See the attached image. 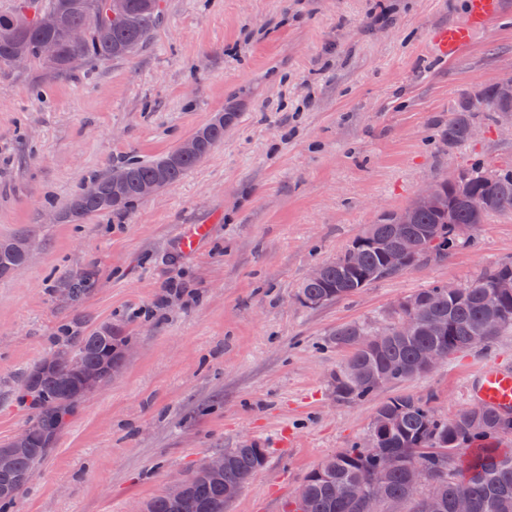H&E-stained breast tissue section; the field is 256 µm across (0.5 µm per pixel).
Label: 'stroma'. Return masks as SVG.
<instances>
[{
    "label": "stroma",
    "instance_id": "35a3bbf8",
    "mask_svg": "<svg viewBox=\"0 0 512 512\" xmlns=\"http://www.w3.org/2000/svg\"><path fill=\"white\" fill-rule=\"evenodd\" d=\"M135 56L64 75L0 67V239L32 259L0 278V444L30 418L24 373L68 336L111 326L135 349L123 373L67 416L9 512H137L206 457L268 450L229 512H288L304 476L363 440L376 407L337 402L336 328L369 323L414 291L460 284L512 259V213L475 244L343 301L303 307L310 269L430 180L477 158L512 163V136L484 113L480 137L442 146L466 94L512 73V20L471 28L448 61L427 34L468 26L470 0H164ZM224 138L176 185L74 224L68 203L95 177L178 145L219 113ZM208 224L181 255L183 225ZM512 368V332L451 356L380 399L471 406L486 365Z\"/></svg>",
    "mask_w": 512,
    "mask_h": 512
}]
</instances>
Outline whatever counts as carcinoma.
I'll list each match as a JSON object with an SVG mask.
<instances>
[{"label":"carcinoma","mask_w":512,"mask_h":512,"mask_svg":"<svg viewBox=\"0 0 512 512\" xmlns=\"http://www.w3.org/2000/svg\"><path fill=\"white\" fill-rule=\"evenodd\" d=\"M106 0H17L14 11L0 16V66L10 65L13 49L23 45L30 57L39 59L45 41L58 44L55 62L43 64L52 74L70 71L86 61L107 63L134 55L153 36L161 22V0H129L133 22L114 20L103 5ZM57 13L63 18L58 29L37 23L38 15ZM80 31L72 40L70 30ZM477 115L468 111L466 100L452 109L443 130L442 144L457 147L469 141ZM204 154L224 138V127L207 124L195 131ZM198 160L178 155V148L148 161L126 164L128 189L112 202V173L95 182L100 195L78 194L70 203L67 218L81 221L104 212L120 210L139 200L136 185L161 178L177 184ZM442 201L420 207L406 226L417 242L416 263L442 261L468 247L467 231L483 224L493 214L512 212V164L489 168L474 161L452 179L441 180ZM399 245L397 221L390 218L368 225L336 258L322 263L317 280L304 279L298 294L310 309L348 299L375 283L396 277L410 266H397L390 256ZM512 278V262L501 261L477 279L457 288L433 284L409 295L412 310L394 307L382 322L349 323L331 334V342L348 352L330 375V386L341 403L358 404L374 399L385 387L420 376L425 354L439 352L448 358L460 351L485 348L497 336L512 331V293L500 295L495 282ZM409 316L417 329L410 335L397 333V323ZM124 336L112 339L101 329L79 336L55 349L57 361L51 374L34 369L22 385V402L29 403L28 450L15 456L13 469L0 472V487L11 493L0 495L8 504L26 490L36 466L65 416L84 398L74 366L100 369L118 363V347ZM512 436V411L472 405L450 418L435 413L428 399L398 394L375 408L367 437L362 443L327 457L303 480L294 512H454L455 500L464 496L472 512H512V448H502V439ZM395 464H382L387 457ZM266 461V449L245 444L224 450V472L209 476L199 471L185 480V495L174 505L162 493L144 504V512H227L229 487L243 486ZM418 465L429 486L425 495H413L408 466ZM372 485L378 500L367 504L358 490Z\"/></svg>","instance_id":"carcinoma-1"}]
</instances>
